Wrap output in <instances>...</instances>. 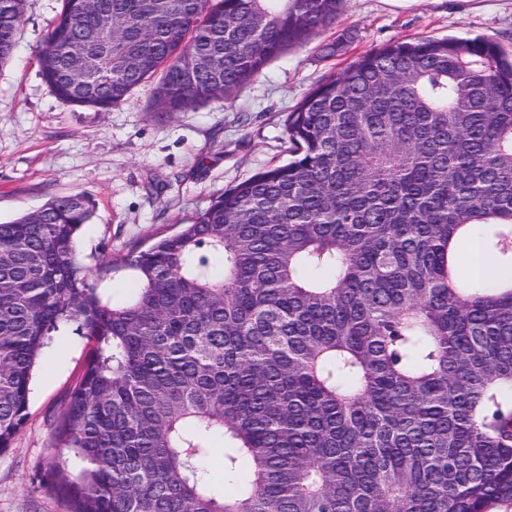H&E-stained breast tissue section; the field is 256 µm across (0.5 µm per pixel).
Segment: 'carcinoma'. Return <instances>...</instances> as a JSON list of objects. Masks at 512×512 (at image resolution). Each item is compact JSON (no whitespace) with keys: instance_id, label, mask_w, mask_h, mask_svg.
<instances>
[{"instance_id":"obj_1","label":"carcinoma","mask_w":512,"mask_h":512,"mask_svg":"<svg viewBox=\"0 0 512 512\" xmlns=\"http://www.w3.org/2000/svg\"><path fill=\"white\" fill-rule=\"evenodd\" d=\"M342 0H62L40 51L60 100H231ZM24 0H0V65ZM112 15L102 36L99 16ZM96 58L94 74L83 69ZM293 160L145 250L86 262L94 206L0 223V451L39 357L93 342L43 485L72 512H488L512 501V58L488 39L372 50L286 120ZM223 260L218 273L212 258ZM132 272L140 288L104 291ZM224 439V480L204 460Z\"/></svg>"}]
</instances>
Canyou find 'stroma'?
Returning a JSON list of instances; mask_svg holds the SVG:
<instances>
[{"label":"stroma","instance_id":"1","mask_svg":"<svg viewBox=\"0 0 512 512\" xmlns=\"http://www.w3.org/2000/svg\"><path fill=\"white\" fill-rule=\"evenodd\" d=\"M61 0H25L12 61L0 67V222L54 196L82 194L94 204L83 228L85 254L121 256L175 233L211 198L254 173L288 162L286 118L320 81L367 51L400 39L481 36L512 56V0H344L334 25L271 61L229 102L173 115L154 108L150 86L107 111L69 105L53 94L37 64ZM354 34L342 55L319 46ZM90 346L74 329L55 336L31 382L27 419L0 452V512H70L43 487L62 404Z\"/></svg>","mask_w":512,"mask_h":512}]
</instances>
